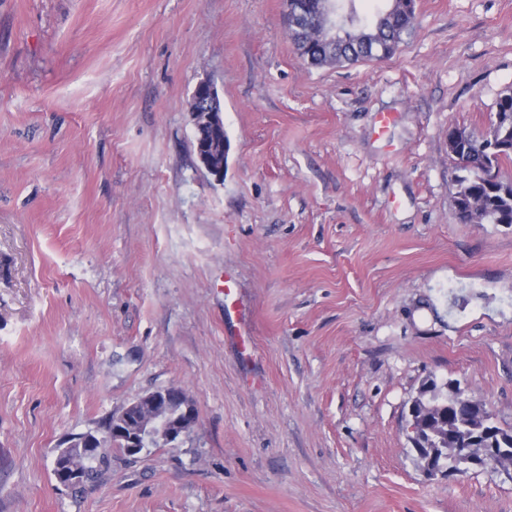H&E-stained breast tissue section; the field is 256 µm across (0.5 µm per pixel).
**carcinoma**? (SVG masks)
Returning <instances> with one entry per match:
<instances>
[{
	"label": "carcinoma",
	"instance_id": "carcinoma-1",
	"mask_svg": "<svg viewBox=\"0 0 512 512\" xmlns=\"http://www.w3.org/2000/svg\"><path fill=\"white\" fill-rule=\"evenodd\" d=\"M354 2L327 0L332 39L321 42L310 34L320 0H290L288 39L309 64L387 58L413 27L414 0H389L370 19L358 14ZM497 112L499 124L491 125L487 131L476 133L463 127L448 138V155L461 163V170L466 172L459 178V189L453 198L456 218L462 224H471L476 219L483 224H512V182H494L488 178L489 171L498 173L504 161H512V150H501L492 156L486 152V145L493 140L512 141L511 93L500 98ZM421 395L422 402L415 403L413 408L420 436L416 443L421 448H452L494 429L503 436L497 465H512V429L457 413L452 397L444 394L432 380L423 385ZM106 460L105 452L81 459L83 480L91 479L96 465Z\"/></svg>",
	"mask_w": 512,
	"mask_h": 512
}]
</instances>
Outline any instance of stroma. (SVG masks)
<instances>
[{
  "label": "stroma",
  "mask_w": 512,
  "mask_h": 512,
  "mask_svg": "<svg viewBox=\"0 0 512 512\" xmlns=\"http://www.w3.org/2000/svg\"><path fill=\"white\" fill-rule=\"evenodd\" d=\"M286 14L0 0V512H512V469L424 474L408 416L452 382L512 429V225L458 222L448 155L512 92V0H416L391 56L317 68ZM173 385L190 434L56 481ZM215 97V88L211 82L205 80L195 87L188 102V112L191 115L194 127L201 122L221 123L220 113L207 110L205 103V101ZM164 400L165 402L169 401H178L182 400V394L178 387H166L160 390H156L145 394L144 396L138 398L135 402L131 403L124 410L119 413L123 414L126 410L132 409L139 405L147 404V405H156L159 402ZM119 414H117L119 416ZM118 416L114 415V421L118 418ZM112 421V429L106 428V430L102 432H93L92 434H86L81 438V447L86 448L88 452L98 453L103 449V452L94 456H90L87 458H80L79 466L83 471V480L82 483L91 479L96 472V465L104 463L107 460L106 453V443L111 441L114 437L122 435L124 432L118 429L112 417L109 419L108 423ZM81 483V484H82Z\"/></svg>",
  "instance_id": "35a3bbf8"
}]
</instances>
